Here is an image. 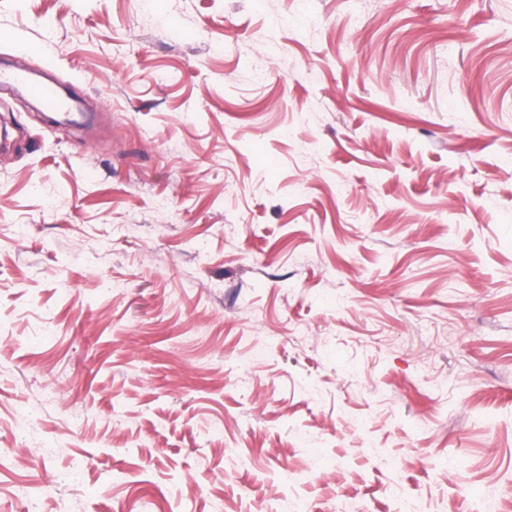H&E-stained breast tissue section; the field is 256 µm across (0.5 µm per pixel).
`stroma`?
Masks as SVG:
<instances>
[{"label":"stroma","mask_w":512,"mask_h":512,"mask_svg":"<svg viewBox=\"0 0 512 512\" xmlns=\"http://www.w3.org/2000/svg\"><path fill=\"white\" fill-rule=\"evenodd\" d=\"M0 512H512V0H0ZM0 86L21 87L26 97L48 114L65 112L75 123H80L87 117L88 113L72 98L63 94L54 82L32 79L23 69H1Z\"/></svg>","instance_id":"1"}]
</instances>
